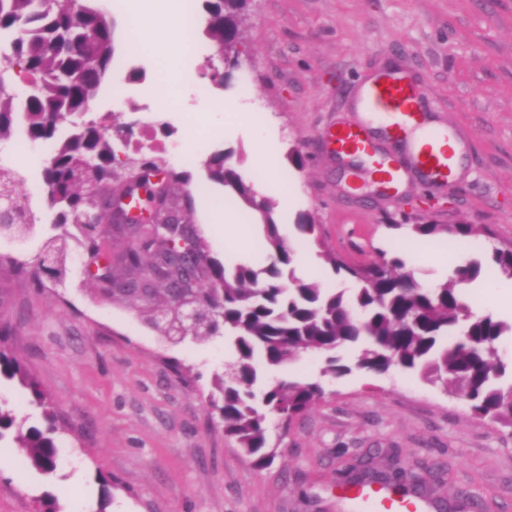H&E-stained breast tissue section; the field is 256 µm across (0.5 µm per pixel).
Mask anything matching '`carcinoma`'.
<instances>
[{"instance_id": "1", "label": "carcinoma", "mask_w": 512, "mask_h": 512, "mask_svg": "<svg viewBox=\"0 0 512 512\" xmlns=\"http://www.w3.org/2000/svg\"><path fill=\"white\" fill-rule=\"evenodd\" d=\"M0 0V140L21 125L32 143H50L53 150L44 169L47 200L59 210L50 223L41 251L30 260L0 253L15 274L42 288L41 273L63 262L67 241L73 240L92 257L103 260L87 270L89 279L123 288L109 289L112 298L145 301L152 305L148 324L173 343H198L228 335L235 360L216 378L219 397H210L224 423V433L235 439L256 468L274 458L268 418L283 426L307 412L324 394L320 381L279 380L261 395L253 387L262 366H278L315 351L325 353L323 374L339 376L352 368L384 373L402 367L419 373L434 385L464 399L473 414L512 425V381L499 360L497 342L512 327L492 315L475 316L463 302L456 282L426 287L399 257L380 259L352 268L325 245L319 256L333 271L355 279L352 293L326 291L313 281L285 276L294 253L283 242L275 221L276 204L255 194L226 158L207 162L209 176L228 187L248 209L259 214L270 252L263 269L227 267L210 257L194 225L182 215L179 192L188 182L183 173L169 172L163 186L151 178L160 175L154 158L138 163L137 188L159 193L179 212L175 224H125L118 232L128 239L116 258L105 249L112 235V213L107 196L124 191L126 180L112 168V135L96 123L73 125L65 139L58 126L83 109L89 94L97 93L112 68L116 52L115 22L94 0ZM251 0H206V34L225 60L241 43ZM89 29L97 31L86 41ZM99 60L100 70L86 66L87 57ZM21 175L0 163V237L24 239L36 221L20 190ZM419 238L467 237L472 224H411ZM512 280V248L492 249L488 264L472 261L459 268L461 281L483 272ZM194 297L199 321L180 317L181 297ZM8 324L0 321V381H15L30 390L31 404L41 410L45 427L31 426L21 436L28 464L44 475L55 473L60 438L53 403L37 385L22 360L7 347ZM363 342L354 366L341 363L334 352L344 344ZM16 426V415L0 402V441Z\"/></svg>"}]
</instances>
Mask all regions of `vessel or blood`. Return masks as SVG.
<instances>
[{
    "mask_svg": "<svg viewBox=\"0 0 512 512\" xmlns=\"http://www.w3.org/2000/svg\"><path fill=\"white\" fill-rule=\"evenodd\" d=\"M422 88L396 71L381 73L364 83L357 106L365 116L354 126L337 127L331 134L336 151L374 156L377 138L404 149L409 169L421 180L446 183L454 175L463 142L455 130L432 126ZM355 512H422L419 503L390 495L382 488H364L350 495Z\"/></svg>",
    "mask_w": 512,
    "mask_h": 512,
    "instance_id": "obj_1",
    "label": "vessel or blood"
}]
</instances>
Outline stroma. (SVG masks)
<instances>
[{
    "instance_id": "stroma-1",
    "label": "stroma",
    "mask_w": 512,
    "mask_h": 512,
    "mask_svg": "<svg viewBox=\"0 0 512 512\" xmlns=\"http://www.w3.org/2000/svg\"><path fill=\"white\" fill-rule=\"evenodd\" d=\"M103 2L121 34L137 33L142 47L116 55L91 113L121 137L117 165L145 155L190 174L188 216L218 262L264 267L267 245L256 214L210 180L204 162L215 155L276 201L284 241L301 214L314 215L316 235L303 243L310 264L292 269L329 291L347 283L319 257L323 245L356 265L399 255L426 286L449 281L491 247H512V0H252L234 67L205 32V0H191L193 53L178 28H155L125 0ZM390 69L425 90L433 124L453 125L469 140L448 184L406 177L384 193L369 158L352 161L327 144L333 126L362 119L352 87ZM116 85L122 96L113 95ZM20 139L0 141V161L23 174L43 237L47 158L17 152ZM260 139L275 170L255 160ZM296 147L300 169L287 158ZM177 152L189 162H176ZM207 211L235 214L236 245L216 243ZM423 223L479 230L423 242L408 230ZM89 259L72 247L66 275L44 272V291L0 265V316L15 326L13 350L53 401L62 439L50 476L25 464L15 433L0 441V457L11 463L0 473V512H37L47 494L62 512H347L335 487L356 460L382 470L425 463L438 476L434 498L452 502L467 492L476 503L466 512H512V429L472 415L417 372L355 369L353 345L337 352L352 367L345 375L322 376L315 354L265 371L263 383L318 379L325 394L289 427L272 421L277 455L253 467L209 404L215 374L234 357L228 339L160 341L135 306L87 278ZM511 286L481 276L459 289L477 297L475 315L511 323L494 298Z\"/></svg>"
}]
</instances>
